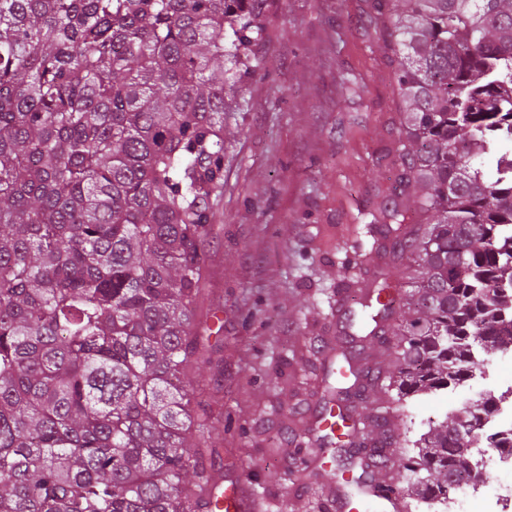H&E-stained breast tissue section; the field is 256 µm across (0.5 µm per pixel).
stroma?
<instances>
[{"label": "stroma", "mask_w": 512, "mask_h": 512, "mask_svg": "<svg viewBox=\"0 0 512 512\" xmlns=\"http://www.w3.org/2000/svg\"><path fill=\"white\" fill-rule=\"evenodd\" d=\"M257 72L224 115V185L208 203L196 325L207 357L196 396L217 429L214 484L241 481L263 512H336L314 452L294 481L289 439L312 437L326 396L310 346L385 347L344 328L352 295L406 294V261L376 252L365 206L393 178L400 96L383 25L367 0H268ZM408 399L410 438L476 401Z\"/></svg>", "instance_id": "stroma-1"}]
</instances>
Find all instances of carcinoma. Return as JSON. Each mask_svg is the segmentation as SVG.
<instances>
[{"mask_svg":"<svg viewBox=\"0 0 512 512\" xmlns=\"http://www.w3.org/2000/svg\"><path fill=\"white\" fill-rule=\"evenodd\" d=\"M398 46L402 170L372 213L417 285L381 283L348 325L386 334L396 391L324 444L360 454L382 420L419 503L477 463L480 415L406 438V400L512 349V0H371ZM265 0H0V512H213L215 430L188 374L224 113L255 73ZM498 153L496 177L473 160ZM428 215L417 230L406 225Z\"/></svg>","mask_w":512,"mask_h":512,"instance_id":"carcinoma-1","label":"carcinoma"}]
</instances>
